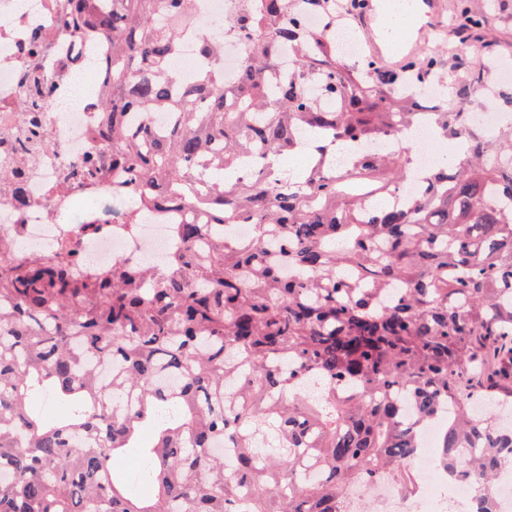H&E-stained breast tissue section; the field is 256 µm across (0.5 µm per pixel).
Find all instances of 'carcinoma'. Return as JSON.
I'll return each mask as SVG.
<instances>
[{
	"instance_id": "carcinoma-1",
	"label": "carcinoma",
	"mask_w": 512,
	"mask_h": 512,
	"mask_svg": "<svg viewBox=\"0 0 512 512\" xmlns=\"http://www.w3.org/2000/svg\"><path fill=\"white\" fill-rule=\"evenodd\" d=\"M304 2L242 0L224 19L244 44L237 80L205 68L176 94L190 0H68V29L112 38L97 131L112 153L72 168L61 192L110 161L127 178V231L167 206L206 223L175 225L182 248L161 268L80 271L79 240L99 224L47 256L0 240V512H348L353 488L414 493L406 461L434 422L438 464L498 512L491 489L512 466V125L471 134L413 204L394 203L412 152L360 145L423 115L454 139L457 113L415 111L406 76L373 58L343 62L306 24L324 4ZM410 71L442 75L440 51ZM157 109L173 117L161 137ZM41 127L28 112L22 135ZM312 140L292 176L283 157ZM233 224L255 225L253 239ZM36 394L61 413L33 410ZM131 452L148 462L149 498L114 469Z\"/></svg>"
}]
</instances>
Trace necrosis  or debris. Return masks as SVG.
Instances as JSON below:
<instances>
[{"label": "necrosis or debris", "mask_w": 512, "mask_h": 512, "mask_svg": "<svg viewBox=\"0 0 512 512\" xmlns=\"http://www.w3.org/2000/svg\"><path fill=\"white\" fill-rule=\"evenodd\" d=\"M66 0H0V137L23 124L30 108V82L41 75L49 89L42 102L43 125L38 148L17 150L0 140V236L22 243L37 255L51 253L71 223L76 201L86 197L108 200L116 176L104 168L96 185L74 184L63 197H54L52 190L64 174L77 163L101 154L103 146L95 131L101 119V105L108 93L103 77L94 85L81 105L66 107L77 79L88 57L104 63L112 58V42L91 31H81L78 37L66 32L59 11ZM235 7V0H198L199 25L205 32L218 37L217 53L201 54L194 35H185L176 62L181 82L192 80L205 66L216 68L224 81H232L239 70L243 50L240 41L221 32L224 18ZM310 27H328L348 34L344 53L351 63H358L369 51V44L349 29L341 4H333L324 15L308 18ZM45 32L47 39L41 48H32L31 30ZM463 133L479 131L485 134L503 125L512 124L511 112L476 109L472 100L458 102ZM409 145L416 153L420 169H427L436 156L445 152L434 144L426 123L417 122L400 131L397 136L366 146L372 157L397 152ZM21 180L27 204L16 207L11 192L14 180ZM85 220L101 224V231L84 242L80 263L85 270L107 271L118 258L131 263H143L152 255L170 250L174 241L169 227L194 220L193 212L179 207L160 210L153 219L129 236L122 226L105 224L99 212L85 213ZM421 466L417 476L421 483L419 499L429 501L430 512H477L479 498L472 486L464 481L442 477L423 448L416 455Z\"/></svg>", "instance_id": "obj_1"}]
</instances>
